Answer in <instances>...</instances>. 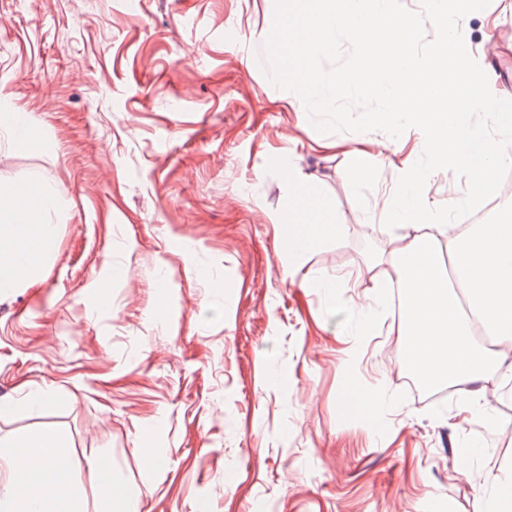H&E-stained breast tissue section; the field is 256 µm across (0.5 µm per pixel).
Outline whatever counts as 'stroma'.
<instances>
[{
    "label": "stroma",
    "instance_id": "obj_1",
    "mask_svg": "<svg viewBox=\"0 0 512 512\" xmlns=\"http://www.w3.org/2000/svg\"><path fill=\"white\" fill-rule=\"evenodd\" d=\"M276 0H0V187L50 185L55 251L33 288L0 297V456L14 438L66 444L70 512H106L111 467L138 512H478L512 474V393L462 420L473 389L412 387L394 296L355 333L396 231L372 211L413 148L384 97L307 112L269 82ZM471 49L512 112V0H479ZM325 140L342 150L320 149ZM368 141L374 180L350 174ZM294 160L346 237L290 258L277 223ZM512 166L489 170L471 219L498 218ZM306 277L337 281L304 288ZM381 396L343 407L349 381ZM57 391L38 408L26 390ZM483 446L464 467L456 446ZM9 115V122H1V116ZM32 127L30 118L17 112L0 113V137L7 135L16 145H22L28 139Z\"/></svg>",
    "mask_w": 512,
    "mask_h": 512
}]
</instances>
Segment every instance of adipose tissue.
I'll return each mask as SVG.
<instances>
[{"label":"adipose tissue","instance_id":"obj_1","mask_svg":"<svg viewBox=\"0 0 512 512\" xmlns=\"http://www.w3.org/2000/svg\"><path fill=\"white\" fill-rule=\"evenodd\" d=\"M279 35L270 47L272 82L287 85L288 103L305 111L316 99L354 91L388 95L393 120L413 128L419 155L467 173V190L447 204L429 202L428 168L405 163L384 207L402 233L395 239L384 286L404 288L403 334L410 362L431 385L472 382L495 375L499 383L467 399L463 410L486 408L512 382V203L500 220L460 229L462 215L486 184L488 169L512 164V113L494 110L493 80L480 70L459 24L470 0H427L424 14L398 9L396 0H278ZM441 31L434 50L413 58L409 44L423 20ZM358 44L363 64L323 73L312 60L337 38ZM491 112V124L467 125L465 112ZM291 206L279 221L289 254L347 235L336 205L313 179L288 168ZM58 195L0 190V296L35 287L53 253L58 228L49 219ZM21 451L0 460V512H60L68 494L61 460L64 443L45 433L20 440Z\"/></svg>","mask_w":512,"mask_h":512}]
</instances>
